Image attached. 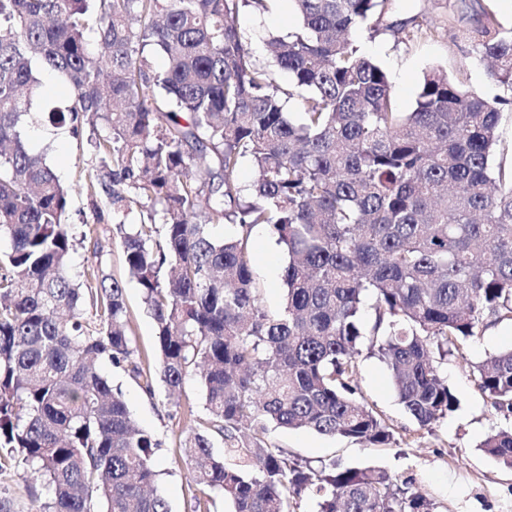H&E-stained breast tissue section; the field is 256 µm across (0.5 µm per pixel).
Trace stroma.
Returning <instances> with one entry per match:
<instances>
[{"instance_id": "35a3bbf8", "label": "stroma", "mask_w": 512, "mask_h": 512, "mask_svg": "<svg viewBox=\"0 0 512 512\" xmlns=\"http://www.w3.org/2000/svg\"><path fill=\"white\" fill-rule=\"evenodd\" d=\"M473 2L398 0L400 17L414 19V26L399 33L365 28L353 32L352 38L362 52L387 72L398 111L413 108L424 75L433 69L447 72L464 88L487 97L503 95V88L492 79L469 35ZM298 25L291 0H270L267 8H249L238 16L239 28L256 60L264 65L272 62L265 45L269 36L295 31ZM28 142L32 149L46 153L48 163L70 188L66 223L69 233L79 240V257H93L105 274L124 283L135 358L144 376L153 377L154 392L146 394L141 378L108 360H101L99 368L121 391L137 427L158 442L151 460L158 474V490L170 512H191L194 464L186 458L181 443L190 431L203 432L208 427L204 393L197 378H190L172 394L156 377L159 360L154 322L144 308L138 286L127 278L119 237L113 234L109 221L96 219L97 212L107 211V198L101 189H88L83 179L84 170L95 162L91 146L65 131L50 139L32 132ZM91 223L98 226L102 244L98 251L92 242L81 239ZM252 248L261 302L268 311H279L284 295L281 270L285 254L264 226L254 228ZM509 348L512 323L504 321L467 340L462 353L450 355L441 373L457 398V406L425 427L406 415L386 365L378 357L361 354L358 366L362 394L399 431L395 444L367 447L308 429L289 431L272 425L265 438L271 446L311 462L333 457L344 468L375 466L396 476L413 475L417 488L435 502L439 512H512V469L498 464L480 448L491 430L512 428V416L496 412L471 375L472 364Z\"/></svg>"}]
</instances>
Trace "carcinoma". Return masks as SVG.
Listing matches in <instances>:
<instances>
[{"label":"carcinoma","mask_w":512,"mask_h":512,"mask_svg":"<svg viewBox=\"0 0 512 512\" xmlns=\"http://www.w3.org/2000/svg\"><path fill=\"white\" fill-rule=\"evenodd\" d=\"M268 0H0V469L15 462L50 496L36 512H169L151 449L99 370L139 378L124 286L97 266L70 275L68 189L26 141L30 124L89 134L91 187L107 195L128 276L156 325L159 377L198 374L212 431L184 454L195 485L229 512H435L415 478L315 467L263 438L266 424L366 445L395 430L361 395L358 357L378 356L399 402L427 426L457 400L442 361L512 321V168L494 165L501 111L442 73L399 112L387 73L350 39L397 0H292L300 26L267 43L289 90L254 59L241 11ZM512 92V30L482 8L472 31ZM166 63L152 71L148 55ZM69 89L42 102L41 70ZM296 99L297 116L283 96ZM105 129L100 134L99 129ZM254 168L250 192L237 178ZM163 206L138 224L132 205ZM230 226L229 235L213 228ZM269 227L287 260L280 311L265 310L251 234ZM512 415V349L473 366ZM512 468V429L480 443Z\"/></svg>","instance_id":"carcinoma-1"}]
</instances>
